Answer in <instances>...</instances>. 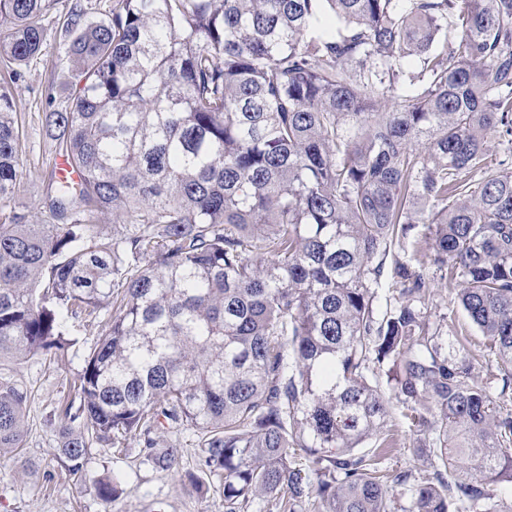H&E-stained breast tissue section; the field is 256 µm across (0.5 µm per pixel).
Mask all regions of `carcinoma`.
I'll list each match as a JSON object with an SVG mask.
<instances>
[{
	"instance_id": "1",
	"label": "carcinoma",
	"mask_w": 512,
	"mask_h": 512,
	"mask_svg": "<svg viewBox=\"0 0 512 512\" xmlns=\"http://www.w3.org/2000/svg\"><path fill=\"white\" fill-rule=\"evenodd\" d=\"M54 5L0 0L5 68ZM61 34L81 87L45 125L81 182L48 174L53 223H0V359L101 328L59 414L68 471L128 435L167 471L182 426L225 512H392L390 483L397 512H512V0H113ZM21 165L0 87V202ZM433 274L496 370L429 309ZM28 398L0 377V452ZM395 402L427 473L378 468Z\"/></svg>"
}]
</instances>
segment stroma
<instances>
[{
    "mask_svg": "<svg viewBox=\"0 0 512 512\" xmlns=\"http://www.w3.org/2000/svg\"><path fill=\"white\" fill-rule=\"evenodd\" d=\"M72 2L57 0L45 21L49 33L41 52L22 65L18 75H9L0 67V85L7 88L16 105L23 150L19 186L11 199L0 205V214L28 210L40 224L50 220L39 203L46 193L45 175L53 159L44 114L50 109V99L66 101L75 90L68 78L72 64L59 36ZM430 289L434 304L448 313L453 330L468 337L469 347L482 366H494L495 355L458 306L454 291L437 280L431 282ZM68 332L74 344L61 360L29 357L0 361V375L17 380L30 394L21 451L0 455V512H224L221 479L205 477L199 488L188 479L197 470L201 450L193 431L185 427L170 433L182 448L181 461L174 470L153 469L143 460L140 439L129 437L117 445L106 442L98 446L87 459L82 476L69 474L60 453L59 423L54 413L72 393L84 359L99 339V331L73 319ZM402 412L400 405H393L390 423L396 431V445L381 465L393 474L409 469L425 473L430 462L416 451L414 436L404 425ZM99 477L116 483L120 494L112 503L99 498L94 485Z\"/></svg>",
    "mask_w": 512,
    "mask_h": 512,
    "instance_id": "obj_1",
    "label": "stroma"
}]
</instances>
